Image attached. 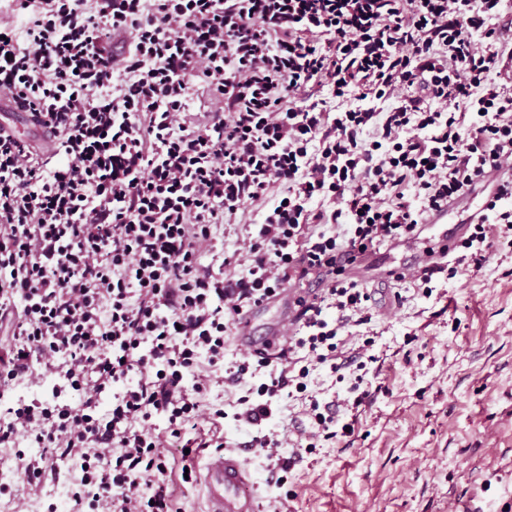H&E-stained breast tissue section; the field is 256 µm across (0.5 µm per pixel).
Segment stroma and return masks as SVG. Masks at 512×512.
I'll use <instances>...</instances> for the list:
<instances>
[{"instance_id":"stroma-1","label":"stroma","mask_w":512,"mask_h":512,"mask_svg":"<svg viewBox=\"0 0 512 512\" xmlns=\"http://www.w3.org/2000/svg\"><path fill=\"white\" fill-rule=\"evenodd\" d=\"M420 246L401 242L377 261L366 275L372 320L342 335L345 350L364 346L376 358L363 382L373 401L353 407L348 382L311 368L308 394L338 404L352 431L318 439L281 485L270 484L268 462L250 441L309 427L305 401L282 399L250 428L235 418L238 399L260 403L263 375L241 386L211 384L207 398L224 417L200 423L197 435L241 452L263 512H512V249L496 251L480 271L440 278L426 297L413 282L381 276L409 265ZM207 456L195 455L189 483L180 451L168 458L183 512H206L197 476Z\"/></svg>"}]
</instances>
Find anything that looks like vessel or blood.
Wrapping results in <instances>:
<instances>
[{"label": "vessel or blood", "instance_id": "b4317fda", "mask_svg": "<svg viewBox=\"0 0 512 512\" xmlns=\"http://www.w3.org/2000/svg\"><path fill=\"white\" fill-rule=\"evenodd\" d=\"M281 337L280 327L256 334L253 318H246L236 329L234 340L239 347L251 350L274 345ZM250 472L235 452L216 450L204 465L202 487L206 512H258L255 495L250 491Z\"/></svg>", "mask_w": 512, "mask_h": 512}]
</instances>
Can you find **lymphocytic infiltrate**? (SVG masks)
Returning <instances> with one entry per match:
<instances>
[{"mask_svg":"<svg viewBox=\"0 0 512 512\" xmlns=\"http://www.w3.org/2000/svg\"><path fill=\"white\" fill-rule=\"evenodd\" d=\"M10 2L0 103L53 140L39 154L0 133V447L23 482L0 484L10 512H56L46 480L64 469L72 512H182L168 446L223 416L201 368H223L254 307L315 286L274 349L233 366L239 383L267 374L263 403L239 399L248 426L306 392L310 364H360L337 344L371 320L356 257L480 189L471 232L398 280L429 295L449 266L512 247L504 0ZM198 78L221 106L195 124ZM237 224L238 248L218 250L216 230Z\"/></svg>","mask_w":512,"mask_h":512,"instance_id":"1","label":"lymphocytic infiltrate"}]
</instances>
